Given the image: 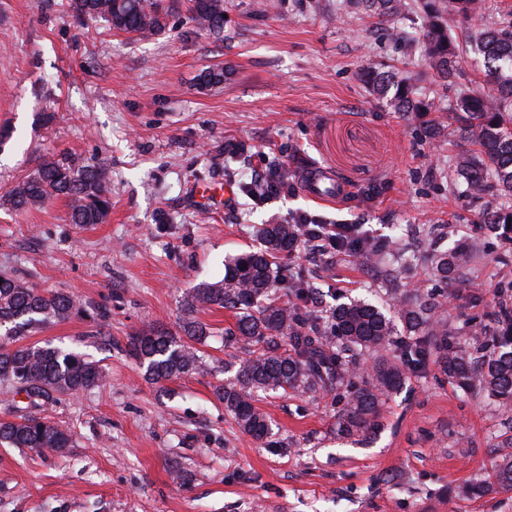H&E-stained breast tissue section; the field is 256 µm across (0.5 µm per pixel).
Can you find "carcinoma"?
Returning a JSON list of instances; mask_svg holds the SVG:
<instances>
[{"label": "carcinoma", "instance_id": "1", "mask_svg": "<svg viewBox=\"0 0 512 512\" xmlns=\"http://www.w3.org/2000/svg\"><path fill=\"white\" fill-rule=\"evenodd\" d=\"M194 26L216 38L224 35V0H190ZM371 15L394 17L404 0H361ZM429 17L421 32L425 61L436 71L441 86L454 89L443 108L435 99L415 97L411 79L396 72L367 70L365 83L373 94L390 98L398 112L451 114L459 130H475L478 149L458 156L448 173V186H463V193L484 200L486 215L495 224H510L512 209L500 199L512 196V21L485 28L475 22L478 0H421ZM69 9L81 20L104 21L111 29L140 36L163 32L170 6L163 0H69ZM465 25L466 42L483 56L487 92L456 84L459 49L448 32V17ZM64 197L73 224H98L112 207L111 189L103 166H76L47 159L36 172L18 183L8 202L15 210ZM260 248L224 264V279L204 283L186 294L178 330L149 327L130 337V354L144 369L147 380L158 383L197 371L202 356L197 345L212 335V328L196 316L217 306L234 312L236 324L224 335L263 350L244 360L233 381L215 388L224 409L257 440L271 435L265 413L256 406V394L266 390L306 392L333 390L343 385V409L337 432L343 437L363 435L377 427L379 407L386 393L398 388L407 374L432 362L450 382L465 390H478L499 408L512 409V306L499 303L495 321L502 340L478 357L432 320L431 304L415 300L403 305L399 334L383 308L367 301L343 303L327 314L307 307L308 280L300 267L279 260L305 243V233L294 224H261ZM395 250L392 240L373 243L355 252L371 257ZM471 253L458 245L431 256L433 274L446 283L468 265ZM286 300H281L280 292ZM79 305L75 296L43 291L7 273L0 274V379L15 391L25 392L31 405L41 407L59 396L95 387L105 380L92 360L60 346H18L16 337L29 329L66 319ZM373 355L372 381L363 385L347 379L350 357ZM0 443L38 453L64 454L73 447L72 434L37 412L0 418ZM512 490V458L496 460L487 477L473 483L475 496Z\"/></svg>", "mask_w": 512, "mask_h": 512}]
</instances>
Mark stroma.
Masks as SVG:
<instances>
[{"label": "stroma", "instance_id": "stroma-1", "mask_svg": "<svg viewBox=\"0 0 512 512\" xmlns=\"http://www.w3.org/2000/svg\"><path fill=\"white\" fill-rule=\"evenodd\" d=\"M225 0L224 36L198 31L175 0L164 32L138 36L82 22L68 0H0V272L75 295L79 311L20 337L88 354L101 387L61 397L48 415L74 434L67 456L0 446V512H512V491L467 494L491 460L512 457V416L464 393L435 367L386 395L379 427L336 432L337 392L260 395L273 443L256 440L213 389L249 358L228 343L232 311L213 327L204 364L148 382L130 336L176 329L191 288L224 277V259L253 249L257 225L303 210L366 225L397 251L363 264L302 252L321 308L368 299L394 309L393 285L435 293L450 333L490 340L496 302L512 304V241L478 222L481 201L450 193L448 169L473 137H425L427 117L399 112L360 79L367 67L411 72L435 90L424 47L382 35L360 0ZM224 72L206 86L201 74ZM228 142L291 170L345 186L339 200L304 191L255 204ZM104 164L112 208L103 223H70L65 199L13 211L7 192L43 158ZM229 182L232 198L196 187ZM463 244L459 282L438 281L427 257Z\"/></svg>", "mask_w": 512, "mask_h": 512}]
</instances>
